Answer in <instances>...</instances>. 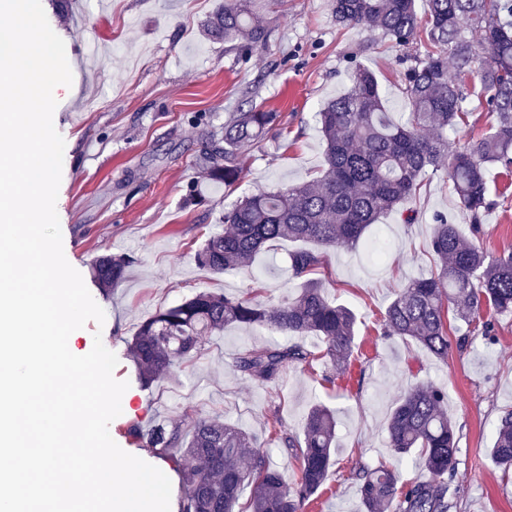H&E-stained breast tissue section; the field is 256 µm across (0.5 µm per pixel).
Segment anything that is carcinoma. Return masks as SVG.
Listing matches in <instances>:
<instances>
[{
	"label": "carcinoma",
	"mask_w": 512,
	"mask_h": 512,
	"mask_svg": "<svg viewBox=\"0 0 512 512\" xmlns=\"http://www.w3.org/2000/svg\"><path fill=\"white\" fill-rule=\"evenodd\" d=\"M419 17L416 0H333L339 27L378 31L398 47L424 37L428 49L404 73V92L412 112L404 121L384 110L382 90L364 67L352 72L349 89L318 112L325 143L323 175L298 186L252 194L224 209V232L209 236L195 254L196 264L222 274L251 262L257 252L288 239L303 247L289 254L297 292L275 305L257 299L253 289L238 296L200 293L161 307L140 322L130 342L140 381L151 386L173 364L201 356L206 337L232 325L269 327L279 333L317 336L319 355L302 343L248 348L235 369L261 383L276 381L288 366L311 365L318 357L346 362L354 348L356 316L326 296L320 279L323 250L354 246L379 218L416 197L428 170H442L459 207L481 232L486 210L488 167H512V3L509 0H426ZM208 32L235 47L263 44L267 31L245 0H225ZM477 78L493 123L484 133L451 147L443 132L467 123L462 103L466 84ZM277 113L249 108L224 125V146L203 153L209 181L232 190L241 178L243 149L261 142ZM435 271L407 282L386 308L383 334L413 340L439 359L452 347L450 317L470 332L491 335L492 314L512 311V249L498 255L467 242L458 225L436 219L430 235ZM131 258L102 255L91 264L95 279L115 288L125 279ZM448 395L439 386L419 384L398 398L387 426L388 447L397 455L419 452L428 478L398 485L394 470L379 465L358 472L365 512H450L451 479L457 453L455 428L448 418ZM133 435L165 457L180 473L184 493L179 512H235L250 489L246 512H302L333 465L336 417L323 405L306 415L302 437L275 432L299 466L288 484L256 440L217 418H199L189 436L176 423L157 424ZM491 455L512 469V410L498 421Z\"/></svg>",
	"instance_id": "obj_1"
}]
</instances>
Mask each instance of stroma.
<instances>
[{"mask_svg": "<svg viewBox=\"0 0 512 512\" xmlns=\"http://www.w3.org/2000/svg\"><path fill=\"white\" fill-rule=\"evenodd\" d=\"M42 2L73 74L53 114L65 141L56 202L63 251L105 313L104 324L88 322L68 346L82 356L99 338L117 356L113 376L129 387L109 425L116 444L164 472L176 502L183 492L178 474L129 429L176 420L188 435L196 417L217 416L262 442L291 482L298 464L269 442V431L281 424L301 434L309 408L321 402L337 411L334 465L304 512H363L355 477L360 464L385 463L404 484L425 478L415 456L390 452L386 426L402 392L431 383L447 390L448 416L459 432L452 512H512V474L490 457L499 417L512 409V312L494 314V337L468 336L444 360L380 330L394 295L434 268L435 215L469 230L443 173L425 174L411 216L391 213L367 229L362 245L325 250L318 272L325 293L357 316L352 362L335 381L324 380L320 362L288 366L272 384L237 372L233 363L242 349L286 343V336L261 328H226L209 337L203 355L149 387L129 353L141 321L199 292L238 295L258 288L270 304L295 294L288 255L296 242L279 241L250 266L223 274L198 267L195 252L209 235L223 232L225 207L320 175L317 114L348 89L355 66L374 73L391 116L410 111L403 74L425 43L404 50L377 32L338 27L333 0H250L268 38L246 50L207 35V21L224 0H69L64 8ZM253 106L276 113L277 121L260 145L243 151V176L227 193L207 182L202 151L222 139L236 113ZM463 107L468 125L446 133L454 146L492 120L480 85L470 86ZM487 181L495 204L483 216L480 243L497 254L512 249V172L492 167ZM104 253L134 259L125 281L107 291L90 268Z\"/></svg>", "mask_w": 512, "mask_h": 512, "instance_id": "stroma-1", "label": "stroma"}]
</instances>
